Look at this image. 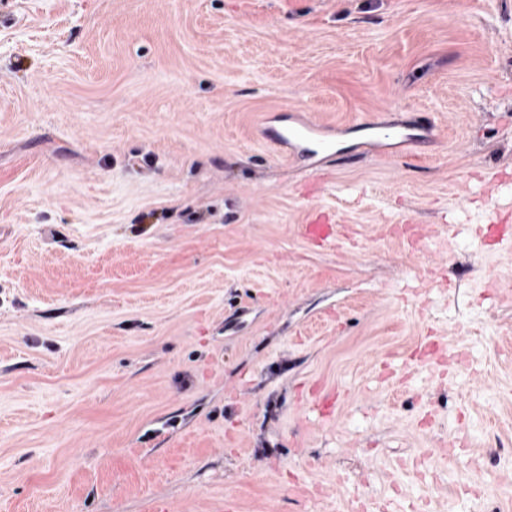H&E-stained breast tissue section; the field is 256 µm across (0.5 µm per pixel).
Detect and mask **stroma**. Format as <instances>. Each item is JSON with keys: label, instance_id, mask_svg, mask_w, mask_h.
Instances as JSON below:
<instances>
[{"label": "stroma", "instance_id": "35a3bbf8", "mask_svg": "<svg viewBox=\"0 0 512 512\" xmlns=\"http://www.w3.org/2000/svg\"><path fill=\"white\" fill-rule=\"evenodd\" d=\"M504 173L512 0H0V512H512ZM326 127L317 123L304 124L299 129H283L278 131L275 138L280 141H302L310 146H315L320 143V137L325 135Z\"/></svg>", "mask_w": 512, "mask_h": 512}]
</instances>
